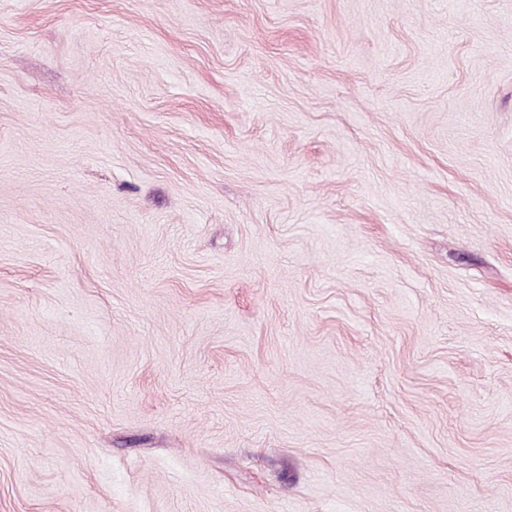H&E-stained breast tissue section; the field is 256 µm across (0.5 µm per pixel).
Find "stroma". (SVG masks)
Returning a JSON list of instances; mask_svg holds the SVG:
<instances>
[{
	"label": "stroma",
	"instance_id": "stroma-1",
	"mask_svg": "<svg viewBox=\"0 0 512 512\" xmlns=\"http://www.w3.org/2000/svg\"><path fill=\"white\" fill-rule=\"evenodd\" d=\"M0 512H512V0H0Z\"/></svg>",
	"mask_w": 512,
	"mask_h": 512
}]
</instances>
